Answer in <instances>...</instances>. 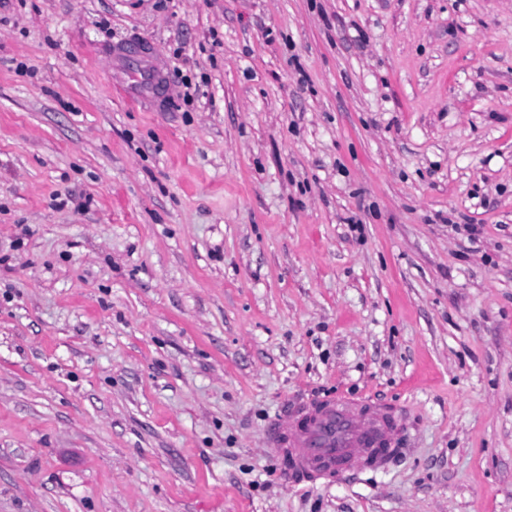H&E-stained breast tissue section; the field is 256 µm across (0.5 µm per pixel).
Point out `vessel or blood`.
Listing matches in <instances>:
<instances>
[{"instance_id": "b4317fda", "label": "vessel or blood", "mask_w": 512, "mask_h": 512, "mask_svg": "<svg viewBox=\"0 0 512 512\" xmlns=\"http://www.w3.org/2000/svg\"><path fill=\"white\" fill-rule=\"evenodd\" d=\"M156 71L153 60H142L134 81L125 84L127 98L150 91ZM352 406L349 398L311 400L291 407L269 429L268 439L281 450V461L295 481H331L337 469L354 460L377 471L398 456L389 416L361 418Z\"/></svg>"}]
</instances>
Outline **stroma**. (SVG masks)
Instances as JSON below:
<instances>
[{
    "label": "stroma",
    "instance_id": "stroma-1",
    "mask_svg": "<svg viewBox=\"0 0 512 512\" xmlns=\"http://www.w3.org/2000/svg\"><path fill=\"white\" fill-rule=\"evenodd\" d=\"M0 512H512V0H0ZM157 71V65L149 58L141 60L137 76L133 82L124 80L126 96L129 99L138 97L140 94L149 92L154 85V79ZM359 402L342 397L310 400L291 407L269 429L268 442L277 446L295 482L330 483L336 469L347 467L353 458L371 470L385 469L399 455L389 416L360 418L352 412Z\"/></svg>",
    "mask_w": 512,
    "mask_h": 512
}]
</instances>
